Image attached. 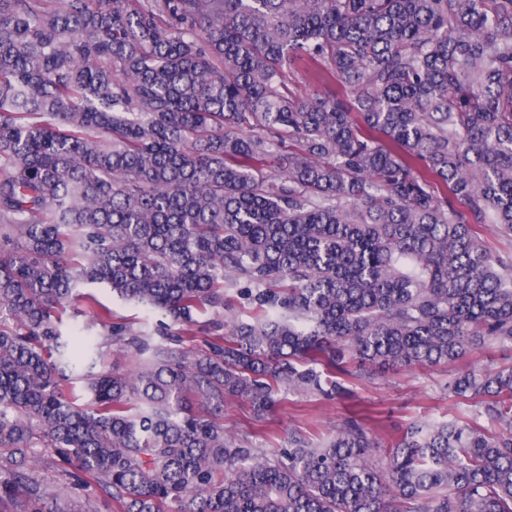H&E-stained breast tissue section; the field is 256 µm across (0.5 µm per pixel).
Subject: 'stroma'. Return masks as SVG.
<instances>
[{
	"mask_svg": "<svg viewBox=\"0 0 512 512\" xmlns=\"http://www.w3.org/2000/svg\"><path fill=\"white\" fill-rule=\"evenodd\" d=\"M96 298L112 312V319L123 322L152 344H169V318L162 313L112 296L104 286L92 289ZM226 308L196 313L191 333L180 336V346L206 350L216 338L229 335V323L251 320L253 308L236 290L225 294ZM512 365V351L484 345L457 362L430 368L389 369L372 366L362 376L350 380L348 392L339 398L322 399L311 394L287 392L273 413L257 416L252 405L241 399L224 402L226 428L254 435L256 443L268 448L283 445L295 431L318 441L345 417L371 414L379 438L389 439L412 422L443 421L466 414L468 408L449 397L444 387L449 378L467 369H493Z\"/></svg>",
	"mask_w": 512,
	"mask_h": 512,
	"instance_id": "35a3bbf8",
	"label": "stroma"
}]
</instances>
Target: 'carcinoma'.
I'll use <instances>...</instances> for the list:
<instances>
[{"label": "carcinoma", "instance_id": "carcinoma-1", "mask_svg": "<svg viewBox=\"0 0 512 512\" xmlns=\"http://www.w3.org/2000/svg\"><path fill=\"white\" fill-rule=\"evenodd\" d=\"M297 65L323 93L286 90ZM487 224L512 240V0H0V512L93 485L122 512H512V365L389 443L351 415L271 449L207 414L512 348ZM92 284L182 327L229 288L255 316L152 350ZM71 306L103 329L78 359ZM111 346L152 354L125 374ZM71 466L66 462L61 461L56 457L55 462L47 458V455L42 459L40 466L37 471L39 476L44 479L48 484L52 486L64 485L68 482L67 476L65 475L68 470H71Z\"/></svg>", "mask_w": 512, "mask_h": 512}]
</instances>
